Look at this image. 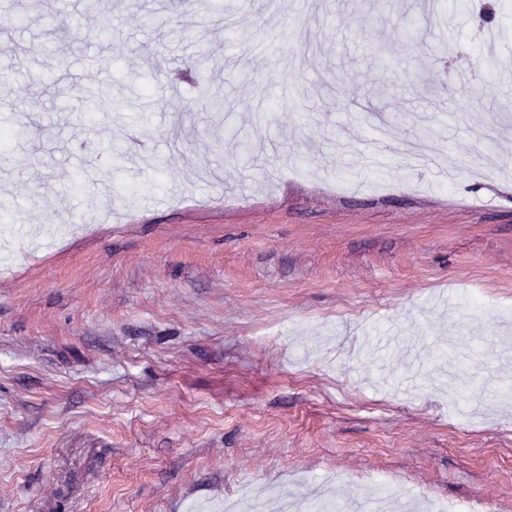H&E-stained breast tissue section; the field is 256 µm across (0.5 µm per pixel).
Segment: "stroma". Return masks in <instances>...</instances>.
Here are the masks:
<instances>
[{"label": "stroma", "mask_w": 512, "mask_h": 512, "mask_svg": "<svg viewBox=\"0 0 512 512\" xmlns=\"http://www.w3.org/2000/svg\"><path fill=\"white\" fill-rule=\"evenodd\" d=\"M33 2L0 24V512H512V38L479 39L512 11ZM448 60L480 82L434 94ZM394 112L453 184L372 153Z\"/></svg>", "instance_id": "stroma-1"}]
</instances>
